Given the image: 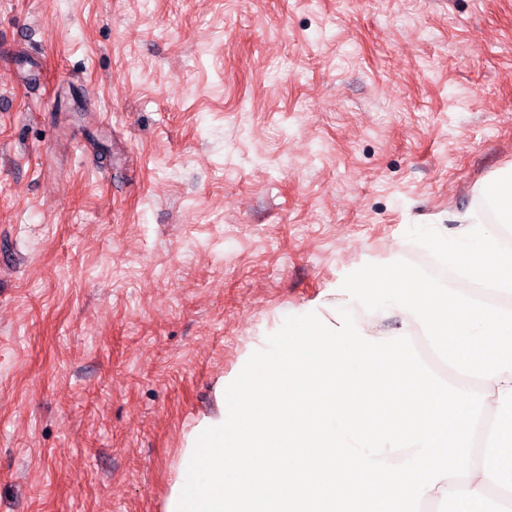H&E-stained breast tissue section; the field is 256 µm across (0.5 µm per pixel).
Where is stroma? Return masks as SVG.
<instances>
[{
  "label": "stroma",
  "instance_id": "1",
  "mask_svg": "<svg viewBox=\"0 0 512 512\" xmlns=\"http://www.w3.org/2000/svg\"><path fill=\"white\" fill-rule=\"evenodd\" d=\"M0 512H163L281 314L512 170V0H0Z\"/></svg>",
  "mask_w": 512,
  "mask_h": 512
}]
</instances>
